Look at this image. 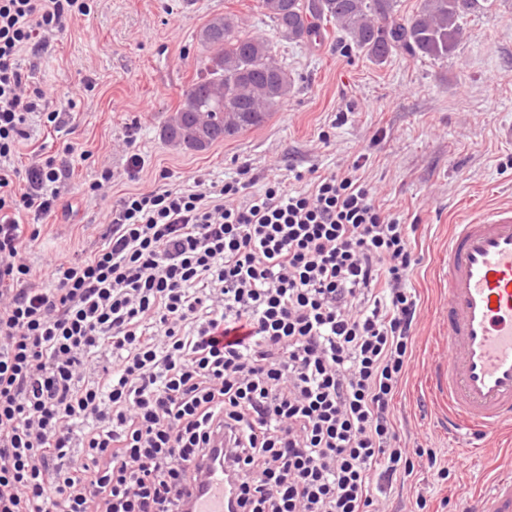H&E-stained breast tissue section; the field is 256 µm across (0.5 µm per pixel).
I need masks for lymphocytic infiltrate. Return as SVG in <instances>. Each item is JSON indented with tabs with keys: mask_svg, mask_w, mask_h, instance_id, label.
Here are the masks:
<instances>
[{
	"mask_svg": "<svg viewBox=\"0 0 512 512\" xmlns=\"http://www.w3.org/2000/svg\"><path fill=\"white\" fill-rule=\"evenodd\" d=\"M90 11L0 0V512H191L218 447L235 512H381L425 454L394 415L415 227L356 169L125 193L32 284L74 148L16 166L31 118L66 125L20 58Z\"/></svg>",
	"mask_w": 512,
	"mask_h": 512,
	"instance_id": "1",
	"label": "lymphocytic infiltrate"
}]
</instances>
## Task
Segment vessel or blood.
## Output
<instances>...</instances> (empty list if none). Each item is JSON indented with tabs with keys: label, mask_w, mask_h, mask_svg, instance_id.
I'll list each match as a JSON object with an SVG mask.
<instances>
[{
	"label": "vessel or blood",
	"mask_w": 512,
	"mask_h": 512,
	"mask_svg": "<svg viewBox=\"0 0 512 512\" xmlns=\"http://www.w3.org/2000/svg\"><path fill=\"white\" fill-rule=\"evenodd\" d=\"M448 416L487 434L512 425V206L476 212L448 237ZM196 512H233L209 469ZM471 512H512V477L495 475Z\"/></svg>",
	"instance_id": "b4317fda"
}]
</instances>
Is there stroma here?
<instances>
[{
	"label": "stroma",
	"instance_id": "35a3bbf8",
	"mask_svg": "<svg viewBox=\"0 0 512 512\" xmlns=\"http://www.w3.org/2000/svg\"><path fill=\"white\" fill-rule=\"evenodd\" d=\"M224 13L238 15L250 33L270 42L295 85L262 126L194 152L168 143L163 129L203 67L199 30ZM463 27L447 59L396 52L377 65L348 52L343 34L332 28L304 42L280 40L258 0H200L191 15L180 13L178 0H93L89 15L68 19L50 35L48 51L22 59L69 123L51 133L31 121L19 144V167L29 166L40 149L54 152L66 143L87 155L57 185L61 203L73 212L44 221L27 255L33 273L48 259L96 249L116 200L156 187L160 173L184 184L203 174L227 179L246 167L261 182L292 167L342 172L363 160L360 175L377 203L416 227L418 263L410 283L418 319L395 400L397 425L403 439L432 449L449 473L437 480L426 459H415L411 476L388 488L386 508L457 512L460 500L512 465V431L486 438L451 427L448 396L437 385L448 364L442 268L449 229L471 210L512 205V0H495L488 13L467 16ZM134 153L141 167L132 178ZM104 166L112 170L111 183L88 192Z\"/></svg>",
	"mask_w": 512,
	"mask_h": 512
}]
</instances>
